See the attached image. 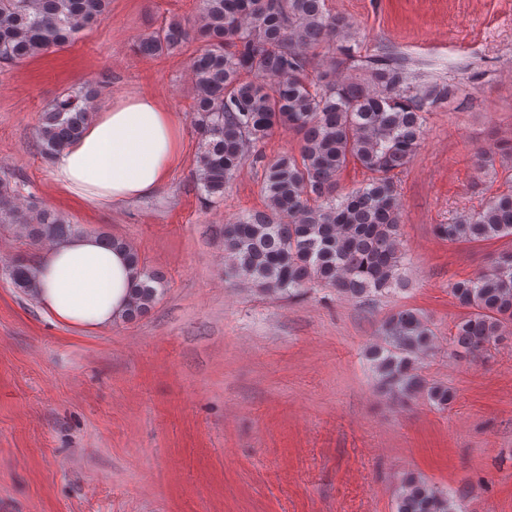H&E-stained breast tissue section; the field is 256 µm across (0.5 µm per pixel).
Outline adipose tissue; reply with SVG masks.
Returning a JSON list of instances; mask_svg holds the SVG:
<instances>
[{
    "instance_id": "1",
    "label": "adipose tissue",
    "mask_w": 512,
    "mask_h": 512,
    "mask_svg": "<svg viewBox=\"0 0 512 512\" xmlns=\"http://www.w3.org/2000/svg\"><path fill=\"white\" fill-rule=\"evenodd\" d=\"M181 157L175 112L154 96L126 95L95 109L80 138L55 155L49 178L60 192L109 210L157 192ZM33 267L45 311L85 331L119 320L137 281L127 251L96 234L51 244Z\"/></svg>"
}]
</instances>
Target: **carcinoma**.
<instances>
[{
  "instance_id": "cac0c4a2",
  "label": "carcinoma",
  "mask_w": 512,
  "mask_h": 512,
  "mask_svg": "<svg viewBox=\"0 0 512 512\" xmlns=\"http://www.w3.org/2000/svg\"><path fill=\"white\" fill-rule=\"evenodd\" d=\"M109 0H0V63L12 64L62 48L105 18ZM201 43L192 62L195 93L191 123L200 139L199 190L208 201L224 191L246 157L262 163L261 211L224 225L226 275L273 296L332 288L350 297H373L406 287L400 247L401 199L396 171L414 157L426 115L452 94L441 81H425L401 54L357 48L353 25L333 15L326 0H203L192 24L173 21L139 41L149 57L168 54L188 39ZM58 98L39 128L40 155L50 161L76 140L90 118L80 100ZM282 125L302 133L298 154L265 160L259 146ZM356 161L371 173L362 188L336 194V176ZM0 224H20L33 245L79 233L55 211L25 207L19 190L0 177ZM442 240L487 241L512 237V194L453 224L435 225ZM139 281L125 313L145 315L164 290L163 276L131 250ZM14 288L36 296L32 266L8 265ZM466 310L452 342L465 353L485 350L512 324V251L494 257L472 278L450 284ZM385 345L369 350L380 388L404 403L424 393L448 406L454 393L418 373L415 357L434 334L420 312L402 309L384 326ZM397 512H463L461 501L409 477Z\"/></svg>"
}]
</instances>
